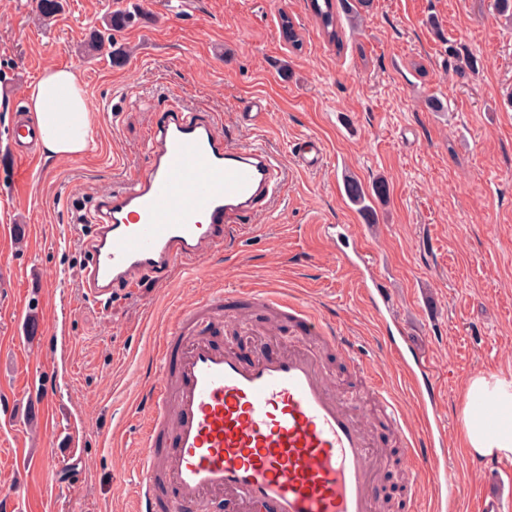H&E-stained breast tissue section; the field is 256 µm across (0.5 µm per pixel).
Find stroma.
I'll use <instances>...</instances> for the list:
<instances>
[{"label":"stroma","mask_w":512,"mask_h":512,"mask_svg":"<svg viewBox=\"0 0 512 512\" xmlns=\"http://www.w3.org/2000/svg\"><path fill=\"white\" fill-rule=\"evenodd\" d=\"M133 2L139 15L90 58L81 46L114 0H63L48 20L36 0H0V391L41 384L55 399L49 414L24 402L0 415V495L19 512H131L140 384L154 371L146 350L179 308L225 286L282 288L319 305L419 421L411 381L322 231L345 224L437 378L456 450L448 462L464 478L457 512H475L495 479L512 476L469 455L459 430L464 370L512 377V22L493 0H372L361 20L342 19L338 47L310 0ZM285 16L299 47L280 34ZM451 44L478 59L479 75L458 72ZM52 66L81 71L96 144L43 161L15 196L13 123L27 86ZM254 98L268 118L244 122ZM172 106L212 119L232 143L262 141L286 185L228 247L100 304L81 283L86 226L105 196L147 174L148 144ZM310 135L324 156L305 169L296 144ZM349 176L387 181L374 223L346 197ZM47 445L51 475L37 464Z\"/></svg>","instance_id":"35a3bbf8"}]
</instances>
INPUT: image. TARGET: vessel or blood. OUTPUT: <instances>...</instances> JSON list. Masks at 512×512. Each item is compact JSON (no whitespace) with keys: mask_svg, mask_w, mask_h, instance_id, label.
<instances>
[{"mask_svg":"<svg viewBox=\"0 0 512 512\" xmlns=\"http://www.w3.org/2000/svg\"><path fill=\"white\" fill-rule=\"evenodd\" d=\"M39 138L17 116L12 144L33 165ZM149 158L148 174L109 194L91 220L81 277L99 300L146 276L166 282L175 265L236 239L283 180L262 144H231L212 121L180 110L159 127ZM340 260L357 272L376 317L396 318V301L368 252L356 247ZM244 303L268 310L271 330L302 323L299 344L275 350L262 341L247 358L215 345L213 331L229 326ZM313 336L372 385L410 469L447 463L431 422L407 420L385 377L316 305L274 288L228 289L180 309L160 340L159 366L145 390L133 512H186L207 495L222 496L225 512H374L383 450L361 401L335 388L321 354L307 349ZM388 348L406 374L420 373L422 404L437 408L438 387L422 354L403 353L393 340Z\"/></svg>","mask_w":512,"mask_h":512,"instance_id":"vessel-or-blood-1","label":"vessel or blood"}]
</instances>
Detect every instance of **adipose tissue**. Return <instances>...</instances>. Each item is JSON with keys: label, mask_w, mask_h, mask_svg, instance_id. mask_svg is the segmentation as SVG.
I'll list each match as a JSON object with an SVG mask.
<instances>
[{"label": "adipose tissue", "mask_w": 512, "mask_h": 512, "mask_svg": "<svg viewBox=\"0 0 512 512\" xmlns=\"http://www.w3.org/2000/svg\"><path fill=\"white\" fill-rule=\"evenodd\" d=\"M26 99L47 156L74 157L93 145L97 124L81 78L75 71L46 68L28 86ZM484 398L495 401V415L477 410V402ZM460 422L462 437L471 455L512 458V378L482 372L471 376Z\"/></svg>", "instance_id": "obj_1"}]
</instances>
